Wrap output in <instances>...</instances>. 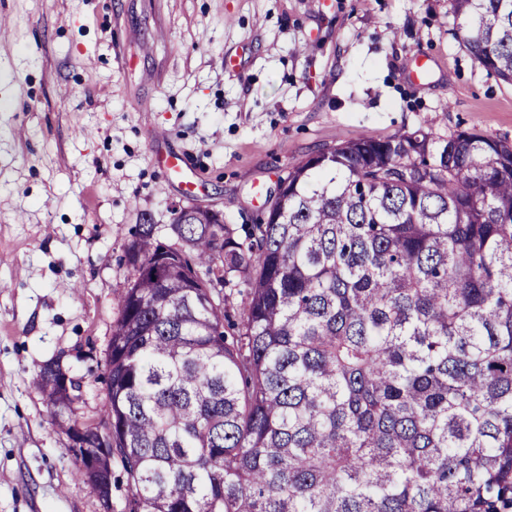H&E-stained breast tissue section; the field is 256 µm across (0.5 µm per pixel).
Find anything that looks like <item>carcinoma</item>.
Here are the masks:
<instances>
[{
	"instance_id": "obj_1",
	"label": "carcinoma",
	"mask_w": 512,
	"mask_h": 512,
	"mask_svg": "<svg viewBox=\"0 0 512 512\" xmlns=\"http://www.w3.org/2000/svg\"><path fill=\"white\" fill-rule=\"evenodd\" d=\"M512 84V0H449ZM237 230L172 210L127 246L107 359L129 512H512V142L368 135L288 167ZM246 286L239 317L225 289ZM41 389L69 437L74 383Z\"/></svg>"
}]
</instances>
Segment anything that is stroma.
Returning <instances> with one entry per match:
<instances>
[{"instance_id": "obj_1", "label": "stroma", "mask_w": 512, "mask_h": 512, "mask_svg": "<svg viewBox=\"0 0 512 512\" xmlns=\"http://www.w3.org/2000/svg\"><path fill=\"white\" fill-rule=\"evenodd\" d=\"M0 512H127L75 478L39 385L60 361L103 427L125 250L175 206L256 223L288 166L361 135L476 128L512 141V85L448 0H0ZM235 67L225 68V58ZM182 155L187 199L152 159Z\"/></svg>"}]
</instances>
